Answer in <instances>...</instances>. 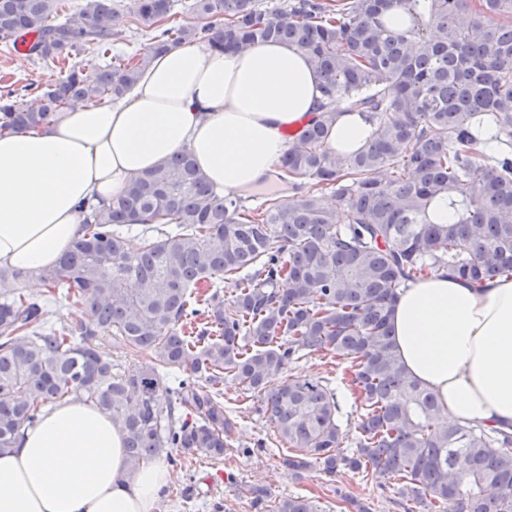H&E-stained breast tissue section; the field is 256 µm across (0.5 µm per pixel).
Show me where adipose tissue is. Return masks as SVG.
I'll return each mask as SVG.
<instances>
[{
    "label": "adipose tissue",
    "instance_id": "adipose-tissue-1",
    "mask_svg": "<svg viewBox=\"0 0 512 512\" xmlns=\"http://www.w3.org/2000/svg\"><path fill=\"white\" fill-rule=\"evenodd\" d=\"M307 56L280 42L224 54L195 43L156 55L125 97L78 102L47 127L0 137V265H55L84 219L145 170L189 151L219 193L260 186L286 151L285 131L317 115ZM338 112L332 149L370 136ZM407 372L460 424H512V280L476 288L436 272L406 288L391 318ZM124 435L80 401L46 412L0 453V512H155L170 480L163 463L125 467Z\"/></svg>",
    "mask_w": 512,
    "mask_h": 512
}]
</instances>
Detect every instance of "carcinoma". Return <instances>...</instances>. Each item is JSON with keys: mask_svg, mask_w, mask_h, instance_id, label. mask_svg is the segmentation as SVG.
Here are the masks:
<instances>
[{"mask_svg": "<svg viewBox=\"0 0 512 512\" xmlns=\"http://www.w3.org/2000/svg\"><path fill=\"white\" fill-rule=\"evenodd\" d=\"M174 0H130L152 32L142 54H110L119 11L86 0L78 16L61 0H0V41L32 34L28 51L64 61L110 56L89 71L71 64L30 98L0 94V133L36 130L73 101L123 96L152 57L202 41L217 52L269 41L297 46L320 80L318 115L288 137L276 180L293 195L247 208L216 194L191 155L144 172L101 207L82 206L79 237L58 264L0 266V452L56 403L82 400L125 436L127 470L171 449L224 456L233 422L224 382L260 398L261 411L297 453L282 465L299 476L340 467L402 480L420 512H512V433L437 419L435 394L401 363L391 315L400 291L432 272L472 284L512 279V0H192L202 26L170 23ZM409 24L392 31L388 12ZM371 127L355 153L328 145L336 98ZM495 142L493 155L476 148ZM328 187L343 211L306 184ZM448 201L455 213H431ZM137 218L142 239L118 228ZM37 279L43 296L16 287ZM233 282L230 303L216 290ZM64 291L83 309L71 326L48 324V297ZM118 336L148 362L112 361L102 336ZM342 359L358 417L355 447L341 444L335 389L323 377L291 378L304 355ZM256 512L268 491L247 489ZM276 512H317L288 497Z\"/></svg>", "mask_w": 512, "mask_h": 512, "instance_id": "carcinoma-1", "label": "carcinoma"}]
</instances>
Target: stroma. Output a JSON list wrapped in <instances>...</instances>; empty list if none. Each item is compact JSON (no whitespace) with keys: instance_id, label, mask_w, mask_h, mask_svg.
<instances>
[{"instance_id":"stroma-1","label":"stroma","mask_w":512,"mask_h":512,"mask_svg":"<svg viewBox=\"0 0 512 512\" xmlns=\"http://www.w3.org/2000/svg\"><path fill=\"white\" fill-rule=\"evenodd\" d=\"M58 73L57 62L18 54L15 47L0 42V91L18 90L32 81L46 84ZM287 372L328 378L338 394L341 425L356 422V405L341 361L312 354L291 363ZM224 410L235 427L223 458L176 453L175 464L168 467L171 481L161 493L157 512H254L243 494L251 485L266 487L275 498H309L318 512H340L337 496L341 493L359 499L369 512H403L398 504V478L377 481L346 468L332 476L316 469L299 476L289 472L280 464L287 444L261 412L258 399L242 394L229 382L224 385Z\"/></svg>"}]
</instances>
